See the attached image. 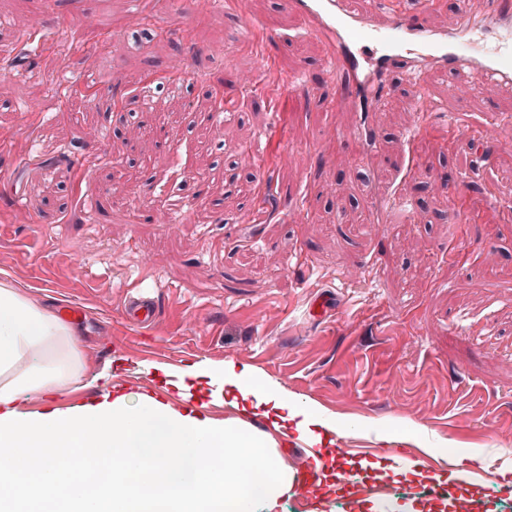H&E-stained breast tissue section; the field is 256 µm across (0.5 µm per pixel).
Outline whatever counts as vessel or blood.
<instances>
[{
  "label": "vessel or blood",
  "instance_id": "1",
  "mask_svg": "<svg viewBox=\"0 0 512 512\" xmlns=\"http://www.w3.org/2000/svg\"><path fill=\"white\" fill-rule=\"evenodd\" d=\"M315 32L327 35L336 58V85L342 101L371 112L380 106L386 75L394 69L416 76L426 69L444 75L469 71L482 81L512 89V41L488 50L472 44L474 35L512 27V0H481L473 9L463 0L456 30L431 27L419 9L384 13L365 8L361 0H290ZM155 312L153 297H130L126 313L137 324Z\"/></svg>",
  "mask_w": 512,
  "mask_h": 512
}]
</instances>
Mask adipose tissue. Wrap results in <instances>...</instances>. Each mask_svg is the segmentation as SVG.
I'll return each mask as SVG.
<instances>
[{"label": "adipose tissue", "mask_w": 512, "mask_h": 512, "mask_svg": "<svg viewBox=\"0 0 512 512\" xmlns=\"http://www.w3.org/2000/svg\"><path fill=\"white\" fill-rule=\"evenodd\" d=\"M74 336L58 311L0 282V512H251L254 502L275 504L294 479L274 448L292 434L321 440L318 412L255 385L234 361L221 377L237 415L221 425L118 389L93 406L19 413L29 395L78 378ZM258 418L269 431L254 429ZM88 452L110 462L94 492L75 474Z\"/></svg>", "instance_id": "obj_1"}]
</instances>
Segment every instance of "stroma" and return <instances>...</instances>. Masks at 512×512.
I'll list each match as a JSON object with an SVG mask.
<instances>
[{
    "instance_id": "stroma-1",
    "label": "stroma",
    "mask_w": 512,
    "mask_h": 512,
    "mask_svg": "<svg viewBox=\"0 0 512 512\" xmlns=\"http://www.w3.org/2000/svg\"><path fill=\"white\" fill-rule=\"evenodd\" d=\"M288 2L177 0L160 39L132 45L129 0H0V281L57 308L82 364L19 410L119 388L220 422L235 411L214 371L246 362L257 385L367 448L359 482L419 459L421 476H389L390 504L454 512L433 491L441 471L487 512H512V90L479 84L460 100L427 71L422 124L396 69L362 118L337 102L329 47ZM245 24L261 47L239 43ZM35 29L40 69L10 72L4 46ZM172 34L191 47L178 61ZM260 50L273 66L250 91L239 77ZM89 72L96 98L64 97ZM144 78L181 87L126 99ZM218 86L233 125L207 96ZM492 117L506 134L489 147ZM249 173L276 189L275 214L240 192ZM138 293L161 310L147 326L125 317ZM192 364L206 374L189 388L165 383ZM475 451L486 477L460 484L451 473Z\"/></svg>"
}]
</instances>
